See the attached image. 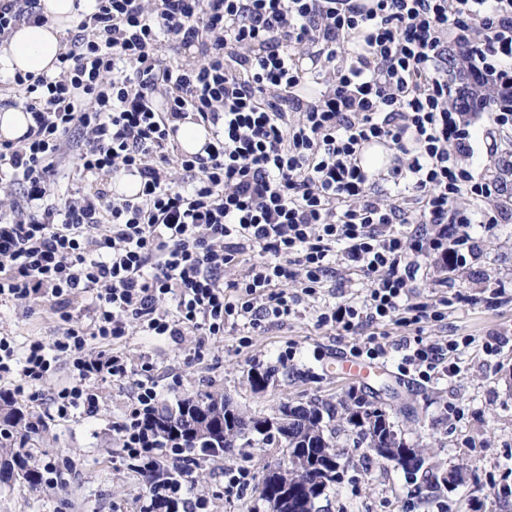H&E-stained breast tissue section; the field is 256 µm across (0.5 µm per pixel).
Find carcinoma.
Listing matches in <instances>:
<instances>
[{"instance_id": "obj_1", "label": "carcinoma", "mask_w": 512, "mask_h": 512, "mask_svg": "<svg viewBox=\"0 0 512 512\" xmlns=\"http://www.w3.org/2000/svg\"><path fill=\"white\" fill-rule=\"evenodd\" d=\"M462 98L475 112L512 111L511 98L500 100L486 89L475 93L465 90ZM278 412L291 417L286 436L260 429L261 415L246 417L235 409H224V397L208 391H198L180 399L176 407L164 408L155 417L154 428L167 452L157 456L153 466L142 470L153 497L151 508L176 512L165 496V488L177 486L189 471L187 454L200 451L224 459L257 441L285 449L287 460L286 466L269 470L261 481L260 499L268 512H319L317 501L339 476L341 465L336 463L335 439L341 427L349 429L369 448H388L392 463L408 479L415 481L418 473L424 472L417 492L439 486L438 476L424 469L420 450L398 438L386 412L362 398L337 405L322 401L307 406L283 403ZM0 432L8 436L7 444H0V482L20 479L30 489L38 488L44 471L31 464L26 451L8 446L15 440L27 441L37 430L27 426L25 414L11 401H0Z\"/></svg>"}]
</instances>
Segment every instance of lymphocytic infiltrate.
Wrapping results in <instances>:
<instances>
[{
  "instance_id": "obj_1",
  "label": "lymphocytic infiltrate",
  "mask_w": 512,
  "mask_h": 512,
  "mask_svg": "<svg viewBox=\"0 0 512 512\" xmlns=\"http://www.w3.org/2000/svg\"><path fill=\"white\" fill-rule=\"evenodd\" d=\"M93 2L55 75L13 77L33 123L0 143V187L22 188L0 208V304H48L60 334L0 336L4 398L40 400L64 363L52 407L93 417L100 383L140 374L115 431L152 461L163 393L149 363L114 350L130 327L173 340L259 329L344 268L367 294L318 326L410 327L440 316L411 299L420 255L454 265L457 228L512 221L499 185L467 165L476 115L448 81L449 54L476 46V81L512 94V0ZM191 46L197 60L182 61ZM187 119L211 132L194 154L174 139ZM370 142L390 151L386 174L361 166ZM66 162L91 190L55 196ZM119 173L138 178L136 194L111 193ZM166 297L174 311L159 309ZM458 348L418 338L398 368L451 377Z\"/></svg>"
}]
</instances>
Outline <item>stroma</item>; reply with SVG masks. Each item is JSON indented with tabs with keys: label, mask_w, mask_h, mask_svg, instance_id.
<instances>
[{
	"label": "stroma",
	"mask_w": 512,
	"mask_h": 512,
	"mask_svg": "<svg viewBox=\"0 0 512 512\" xmlns=\"http://www.w3.org/2000/svg\"><path fill=\"white\" fill-rule=\"evenodd\" d=\"M474 138L473 166L502 184L503 202L512 203V132L486 124ZM469 234L459 248L463 262L447 270L436 258L422 260L412 284L413 301L435 306L447 300L440 321L408 328L368 325L348 335L318 327L326 304L365 296L368 280L356 272L337 281L324 300H303L288 318L258 330L239 324L228 327L223 338L201 341L192 335L179 344L133 333L117 347L131 359H151L152 376L168 404L203 390L230 398L244 413L268 414L283 403L335 402L353 395L385 410L399 437L422 449L429 463L461 471L454 489L441 486L421 498L401 470L343 432L336 444L347 464L320 500L321 512H512V223L474 224ZM501 288L506 297H497ZM1 332L20 342L33 336L49 342L57 329L44 310L5 307ZM372 333L389 353V376L362 384L328 371L333 358L350 355ZM417 336L427 342L471 337L472 345L460 350L459 374L423 383L397 371L402 345ZM493 338L496 351L483 352V343ZM287 351L294 357L286 361ZM270 369L274 377L264 388H253L251 373ZM66 379V369H59L43 382L42 400L17 402L27 416L44 417L27 448L36 465L51 464L53 471L35 490L18 480L0 485V512H145L150 494L129 467L113 429L133 401L135 378L101 383L98 416L62 419L51 415L47 397ZM280 459L279 448L263 444L226 459L195 456L192 495L204 501V512H266L256 486L266 467ZM228 467L246 470L247 482L229 487Z\"/></svg>",
	"instance_id": "1"
}]
</instances>
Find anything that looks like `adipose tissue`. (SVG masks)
Wrapping results in <instances>:
<instances>
[{
  "mask_svg": "<svg viewBox=\"0 0 512 512\" xmlns=\"http://www.w3.org/2000/svg\"><path fill=\"white\" fill-rule=\"evenodd\" d=\"M46 24H23L0 45V76L29 73L49 76L57 71L62 39L83 14L92 8L91 0H39Z\"/></svg>",
  "mask_w": 512,
  "mask_h": 512,
  "instance_id": "obj_1",
  "label": "adipose tissue"
}]
</instances>
